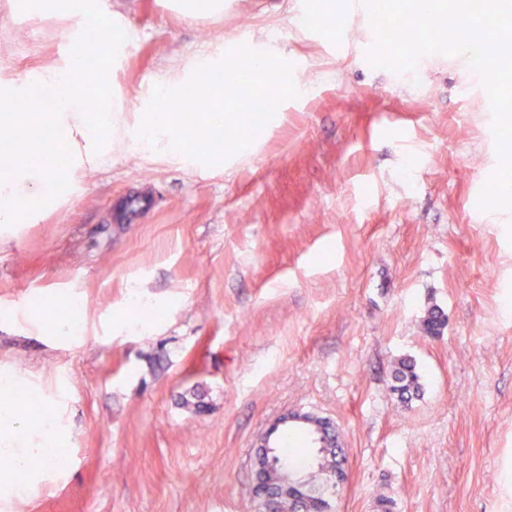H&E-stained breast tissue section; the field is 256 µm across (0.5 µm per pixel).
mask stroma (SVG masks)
Wrapping results in <instances>:
<instances>
[{
	"label": "stroma",
	"mask_w": 512,
	"mask_h": 512,
	"mask_svg": "<svg viewBox=\"0 0 512 512\" xmlns=\"http://www.w3.org/2000/svg\"><path fill=\"white\" fill-rule=\"evenodd\" d=\"M97 2L127 36L109 79L126 145L0 228V377L57 415L68 459L0 512H257L260 438L297 411L340 435L329 512H512V211L478 206L499 160L467 60L371 66L351 0ZM84 26L0 0V84L63 68ZM244 28L298 98L215 166L140 148L147 88ZM72 301L81 331L57 335ZM446 325V316L441 307H429L422 319L421 329L426 336H439ZM392 379V390L403 402L418 397L422 391L421 375L415 360L410 357H402L397 360L392 372Z\"/></svg>",
	"instance_id": "35a3bbf8"
}]
</instances>
